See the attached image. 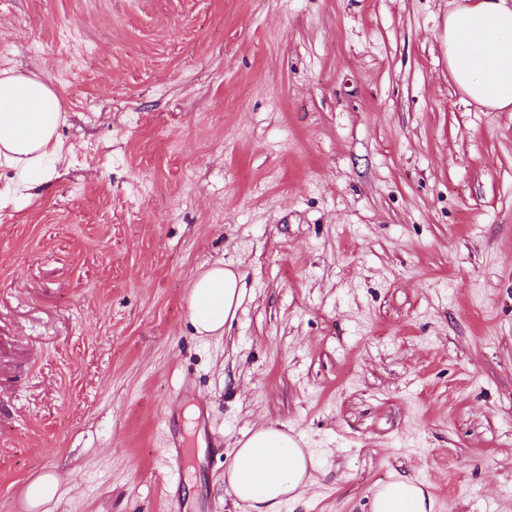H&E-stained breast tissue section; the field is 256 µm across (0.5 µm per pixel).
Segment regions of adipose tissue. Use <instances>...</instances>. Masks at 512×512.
Here are the masks:
<instances>
[{
    "label": "adipose tissue",
    "instance_id": "obj_1",
    "mask_svg": "<svg viewBox=\"0 0 512 512\" xmlns=\"http://www.w3.org/2000/svg\"><path fill=\"white\" fill-rule=\"evenodd\" d=\"M448 70L461 91L490 110L512 111V0H461L448 14ZM62 121L58 95L34 76L0 71V165L39 181L57 150ZM241 275L217 264L197 276L188 309L202 336L223 333L242 299ZM310 449L282 428L267 425L240 440L226 471L236 503L249 512H278L309 481ZM431 493L406 477L379 485L371 512H433Z\"/></svg>",
    "mask_w": 512,
    "mask_h": 512
}]
</instances>
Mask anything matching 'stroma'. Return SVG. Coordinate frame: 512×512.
<instances>
[{"mask_svg":"<svg viewBox=\"0 0 512 512\" xmlns=\"http://www.w3.org/2000/svg\"><path fill=\"white\" fill-rule=\"evenodd\" d=\"M455 5L0 0V70L64 117L45 181L0 166V512H243L268 424L315 461L280 512L396 476L512 512V112L450 76ZM219 262L243 301L202 337ZM241 275L224 263L214 265L192 283L188 309L200 336L222 335L224 322L234 317L243 299ZM57 481L52 475H44L30 484L27 499L32 508L51 500L57 492Z\"/></svg>","mask_w":512,"mask_h":512,"instance_id":"35a3bbf8","label":"stroma"}]
</instances>
